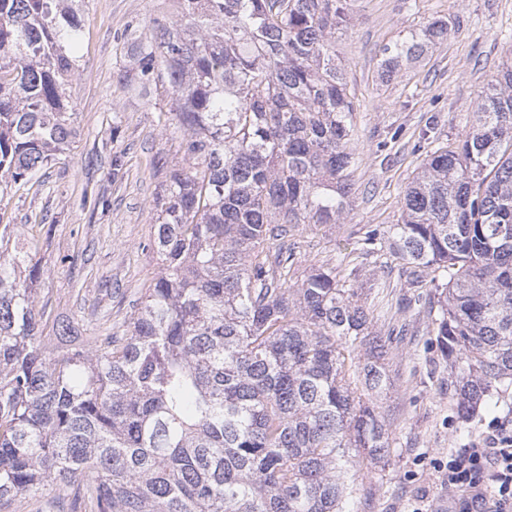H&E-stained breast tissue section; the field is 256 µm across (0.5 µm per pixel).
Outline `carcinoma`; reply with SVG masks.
<instances>
[{
  "label": "carcinoma",
  "instance_id": "1",
  "mask_svg": "<svg viewBox=\"0 0 512 512\" xmlns=\"http://www.w3.org/2000/svg\"><path fill=\"white\" fill-rule=\"evenodd\" d=\"M355 0H170L136 78L169 88L179 157L157 155L160 271L122 326L77 342L49 323L30 257L0 233V509L349 512L387 461L373 404L389 347L336 268L296 279V237L339 224L356 108L336 61ZM82 0H0V201L71 150ZM435 19L382 48L389 78L448 38ZM426 149L401 222L368 227L437 295L459 418L512 387V66L464 135ZM370 362L359 367L355 351Z\"/></svg>",
  "mask_w": 512,
  "mask_h": 512
}]
</instances>
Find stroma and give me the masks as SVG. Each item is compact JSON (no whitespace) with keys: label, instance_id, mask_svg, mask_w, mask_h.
Wrapping results in <instances>:
<instances>
[{"label":"stroma","instance_id":"1","mask_svg":"<svg viewBox=\"0 0 512 512\" xmlns=\"http://www.w3.org/2000/svg\"><path fill=\"white\" fill-rule=\"evenodd\" d=\"M163 14L164 0H84L71 89L74 148L0 201V226L11 225L20 242L38 245L39 292L50 299L51 319L74 321L79 340L97 334L104 315L123 323L159 272L148 241L165 174L153 159L175 154L178 140L159 112L160 86L142 91L126 77L134 68V41L149 40L153 20ZM435 17L448 19L447 40L381 82L380 47ZM336 55L359 106V163L344 223L299 234L303 273L338 265L359 230L398 222L405 188L424 157L415 148L420 130L432 124L441 137L461 136L488 84L512 63V0H356L353 20L336 35ZM381 262L375 253L358 258L350 284L367 289L368 306L386 313L375 329L391 340V385L375 403L391 454L365 475L350 512H450L457 496L435 460L471 445L492 421L511 422L512 389L496 407L460 419L453 373L437 350L426 307L399 312L404 291ZM384 278L389 287L370 293L373 280Z\"/></svg>","mask_w":512,"mask_h":512}]
</instances>
